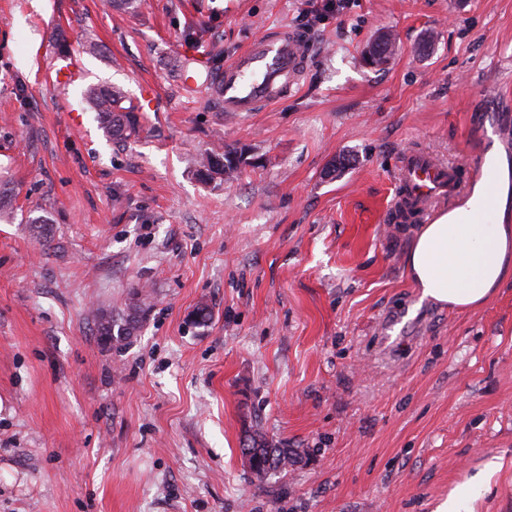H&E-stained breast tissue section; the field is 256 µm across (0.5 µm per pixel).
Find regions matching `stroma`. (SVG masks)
Listing matches in <instances>:
<instances>
[{"label": "stroma", "instance_id": "1", "mask_svg": "<svg viewBox=\"0 0 512 512\" xmlns=\"http://www.w3.org/2000/svg\"><path fill=\"white\" fill-rule=\"evenodd\" d=\"M0 0V512H512V282L422 298L394 217L405 152L452 168L512 93V0ZM305 36L288 98L229 116L203 82ZM391 34L388 62L364 61ZM79 61L84 77L55 81ZM120 86L143 129L82 100ZM246 147L236 180L199 174ZM152 305L122 349L91 312ZM211 318H196L198 307ZM258 431L302 462L255 481Z\"/></svg>", "mask_w": 512, "mask_h": 512}]
</instances>
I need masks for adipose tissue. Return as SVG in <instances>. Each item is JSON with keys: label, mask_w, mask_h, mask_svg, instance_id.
Masks as SVG:
<instances>
[{"label": "adipose tissue", "mask_w": 512, "mask_h": 512, "mask_svg": "<svg viewBox=\"0 0 512 512\" xmlns=\"http://www.w3.org/2000/svg\"><path fill=\"white\" fill-rule=\"evenodd\" d=\"M504 214L499 190L483 177L452 210L421 225L405 268L424 298L474 307L512 281V225Z\"/></svg>", "instance_id": "ef3b65f1"}]
</instances>
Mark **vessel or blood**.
I'll return each instance as SVG.
<instances>
[{"label":"vessel or blood","mask_w":512,"mask_h":512,"mask_svg":"<svg viewBox=\"0 0 512 512\" xmlns=\"http://www.w3.org/2000/svg\"><path fill=\"white\" fill-rule=\"evenodd\" d=\"M304 37L279 29L255 40L244 52L225 64L210 92L220 111L237 115L287 97L306 66ZM401 184L405 196L416 203L420 218H428L431 202L455 196L459 187L448 166L427 153L412 152L401 160Z\"/></svg>","instance_id":"b4317fda"}]
</instances>
